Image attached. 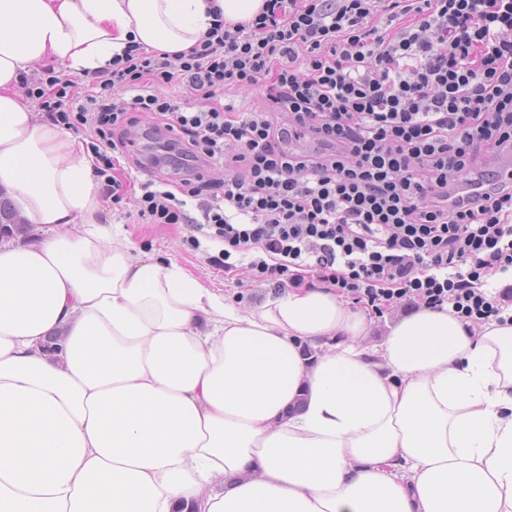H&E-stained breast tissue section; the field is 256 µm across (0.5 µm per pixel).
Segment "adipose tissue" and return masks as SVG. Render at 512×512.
I'll use <instances>...</instances> for the list:
<instances>
[{
    "instance_id": "adipose-tissue-1",
    "label": "adipose tissue",
    "mask_w": 512,
    "mask_h": 512,
    "mask_svg": "<svg viewBox=\"0 0 512 512\" xmlns=\"http://www.w3.org/2000/svg\"><path fill=\"white\" fill-rule=\"evenodd\" d=\"M264 0H0V512H512V322L421 308L363 346L335 289L242 310L103 223L23 73L177 57Z\"/></svg>"
}]
</instances>
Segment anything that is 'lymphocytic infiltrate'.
<instances>
[{
	"label": "lymphocytic infiltrate",
	"instance_id": "1",
	"mask_svg": "<svg viewBox=\"0 0 512 512\" xmlns=\"http://www.w3.org/2000/svg\"><path fill=\"white\" fill-rule=\"evenodd\" d=\"M21 83L47 121L87 132L103 198L121 202L113 171L132 163L138 218L223 242L217 268L237 252L280 291L313 270L375 308L502 312L484 285L512 271V191L489 166L512 151V0H265L177 59L132 44L78 79ZM253 88L266 109L215 102ZM143 113L147 159L129 136Z\"/></svg>",
	"mask_w": 512,
	"mask_h": 512
}]
</instances>
